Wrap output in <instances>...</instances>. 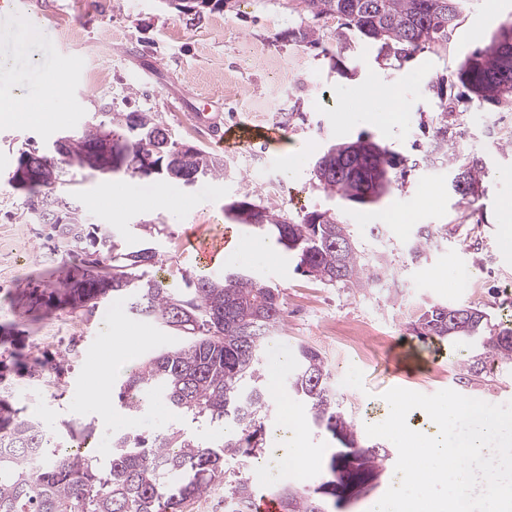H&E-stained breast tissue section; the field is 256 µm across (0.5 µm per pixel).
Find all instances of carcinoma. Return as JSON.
Segmentation results:
<instances>
[{"mask_svg": "<svg viewBox=\"0 0 512 512\" xmlns=\"http://www.w3.org/2000/svg\"><path fill=\"white\" fill-rule=\"evenodd\" d=\"M466 0H297L300 11L316 20L334 16L335 64L356 44L378 47V54L399 64L446 44L459 25ZM310 46L321 44L320 30L308 25L292 32ZM458 86L457 96L448 88ZM426 91L436 100L432 142L419 162L430 165L448 158L453 193L472 203L484 185L486 162L475 154L448 153L461 125L459 99L492 112H512V20L506 21L460 62L452 78L432 79ZM110 144L106 159L123 175L158 179L183 186L224 177V159L178 139L152 112H114L82 129L70 152L80 154L100 143ZM33 159L35 177L25 189L26 217L42 224L43 213L61 220L52 228L62 251L81 257V276L69 288L53 289L48 299L65 293L71 307L97 305L99 297L84 284L91 273L112 281L108 295L128 300V311L192 337L184 347L150 356L117 385L112 394L121 409L145 412L156 390L181 421L227 429L219 444H206L182 426L162 432H122L112 437V456L103 462L90 454H70L51 443L52 431L18 416L0 421V512H184L190 501L224 483L225 512H250L253 491L247 479L226 480L229 459L255 458L266 442L264 417L271 409L262 379L265 343L283 330L285 316L278 289L259 284L237 271L224 276H182L176 292L148 268L161 263L153 247L130 250L107 225L91 223L70 186L87 168L55 161L54 147L24 150L17 165ZM405 175V160L369 138L338 143L321 153L312 177L328 194L351 207L380 201L397 175ZM227 213L271 235L296 259L295 270L325 285L372 288L393 278L379 263H370L358 249L348 225L332 209L284 217L245 200L233 201ZM437 229L420 224L408 248L411 259L425 257ZM415 337L428 341H470L481 351L465 359L459 382L468 385L486 364L512 363V327H489V315L472 306L434 304L420 311L412 324ZM292 393L307 408L311 425L324 430L333 448L327 479L314 490L282 487L275 491L283 512H330L336 507V482L347 468L362 470L374 481L388 460L386 449L361 442L353 422L340 408L321 353L297 347V365L289 379ZM47 463L33 469L28 462L36 449Z\"/></svg>", "mask_w": 512, "mask_h": 512, "instance_id": "cac0c4a2", "label": "carcinoma"}]
</instances>
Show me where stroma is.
<instances>
[{
  "label": "stroma",
  "instance_id": "stroma-1",
  "mask_svg": "<svg viewBox=\"0 0 512 512\" xmlns=\"http://www.w3.org/2000/svg\"><path fill=\"white\" fill-rule=\"evenodd\" d=\"M41 24L27 53L16 55L0 70V89L23 88L37 98L45 93L47 74H59L63 97L57 110L33 105L31 117L0 122V404L39 419L56 431L60 447L87 441L92 454L105 457L113 434L169 427V411L154 408L131 419L121 408L84 403L95 384L113 386L125 373L113 369L111 350L131 344L135 361L185 345L186 336L127 311L123 297L113 296L93 308L71 309L38 304L34 289L64 287L77 271L65 253L55 250L49 225L28 221L24 195L8 183L21 151L41 148L64 131L79 130L98 118L109 102L116 112H152L181 141L211 149L224 159V176L186 188L170 182L161 187L181 199L179 212L164 207L126 208L98 214L95 203L101 175L92 173L79 187L89 215H101L126 247H153L163 262L150 273L172 288L183 285L182 273L196 267L184 252L187 230L209 238L232 227L237 238L265 241L248 224L232 223L226 206L247 200L293 217L312 210L333 209L348 224L366 252H373L371 228L385 239L383 261L394 270L388 288L360 291L325 286L296 274L285 249L273 259L235 262L257 282L277 288L285 309V329L268 341L266 371L280 358L295 361L298 345L322 353L341 408L357 430L384 421L389 406L383 392L402 387L423 394L457 389L462 395L492 404L512 402V367L488 364L471 385L458 386L457 351L444 344H424L410 323L433 304L472 305L492 322L512 320V147L500 150L494 113L468 108L453 144L463 154L483 156L488 167L486 191L468 204L448 187L446 161L408 169L400 183L379 203L348 207L327 195L312 179L318 154L333 143L367 136L407 160L420 158L428 143L434 116L426 83L451 74L458 64L507 20L512 0H467L461 22L440 52H424L397 67L378 59L370 45L335 65L327 54L334 48L335 18L317 26L323 45L307 48L293 31L305 17L293 0H231L223 10L181 13L162 0H28ZM98 64L112 74L98 88L86 70ZM372 98L369 109L357 108L359 93ZM396 94L401 115L387 116L380 96ZM222 102L224 123H249L276 128L281 145L258 140L216 146L212 133L189 123L185 115L201 99ZM300 157L287 168V154ZM415 211L413 222L397 223L398 215ZM438 228L441 237L427 259L411 260L407 245L418 225ZM468 267L471 283L452 285L453 270ZM300 446L303 467L287 465L260 473L257 463L228 462V471L249 479L255 497L274 488H316L326 478L329 439L323 431L303 426Z\"/></svg>",
  "mask_w": 512,
  "mask_h": 512
}]
</instances>
